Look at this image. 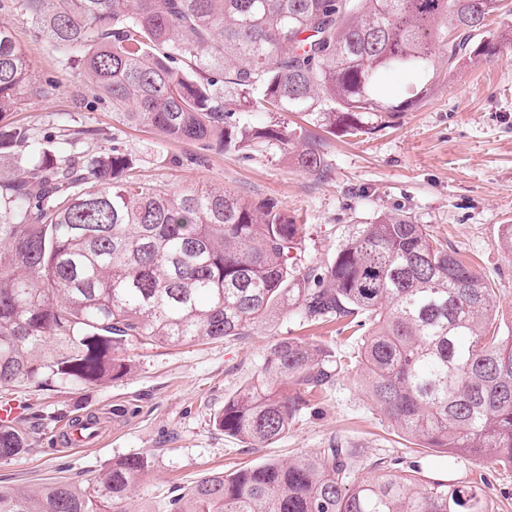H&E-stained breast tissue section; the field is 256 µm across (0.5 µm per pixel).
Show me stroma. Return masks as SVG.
Wrapping results in <instances>:
<instances>
[{
	"label": "stroma",
	"instance_id": "stroma-1",
	"mask_svg": "<svg viewBox=\"0 0 512 512\" xmlns=\"http://www.w3.org/2000/svg\"><path fill=\"white\" fill-rule=\"evenodd\" d=\"M503 5L489 25L494 55L461 61L432 96L388 126L359 136L337 127L325 149L332 171L327 179L298 170L278 145L246 154L212 152L198 165H177L178 157L196 153L194 143L123 123L110 103L67 73V50L5 9L0 25L26 50L37 83L49 87L11 119L43 135L68 126L99 129L102 137L89 142V153L120 146L136 158L137 177L170 190L206 183L255 203L277 202L302 223L309 262L330 259L348 225L385 213L409 215L475 267L495 292L500 322L512 327V253L499 246L504 226L512 225V0ZM285 339L323 345L337 355L357 348L356 338L338 333L335 324L310 326L284 314L238 338L157 347L128 343L122 355L131 368L116 381L14 385L26 407L17 429L30 448L0 459V490L35 491L56 477L87 487L114 461L140 456L147 466L124 510L166 512L172 497L206 475L313 454L340 437L357 449L361 464L379 458L404 468L417 463L427 475L481 482L492 512H512L511 465L454 459L412 444L375 411L352 373L312 397L287 435L268 447L249 450L224 435L215 416L241 386L261 379L267 352ZM86 414L104 425L99 444L69 447L58 428Z\"/></svg>",
	"mask_w": 512,
	"mask_h": 512
}]
</instances>
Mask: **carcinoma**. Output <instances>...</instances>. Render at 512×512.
Returning a JSON list of instances; mask_svg holds the SVG:
<instances>
[{
    "label": "carcinoma",
    "mask_w": 512,
    "mask_h": 512,
    "mask_svg": "<svg viewBox=\"0 0 512 512\" xmlns=\"http://www.w3.org/2000/svg\"><path fill=\"white\" fill-rule=\"evenodd\" d=\"M42 37L76 53L66 66L122 121L202 152L281 144L293 164L330 176L323 140L306 129L252 126L242 113L317 115L313 126L367 134L431 95L448 65L490 54L469 38L502 0H0ZM382 71L424 83L397 101ZM45 93L11 31L0 27V386L96 385L128 373L130 342L180 344L248 335L288 312L360 337L333 357L297 339L268 352L266 382L224 402L215 424L262 448L288 432L309 396L352 364L376 411L421 448L512 465V330L494 325L493 289L448 244L406 214L353 224L321 265H302V225L273 204L224 188L151 187L114 145L89 153L97 130L59 145L8 117ZM302 390L288 392V385ZM29 444L0 427V459ZM147 466L126 457L93 487L56 481L1 492L0 512H122ZM360 475L356 451L210 474L170 512H489L483 488L382 459Z\"/></svg>",
    "instance_id": "obj_1"
}]
</instances>
